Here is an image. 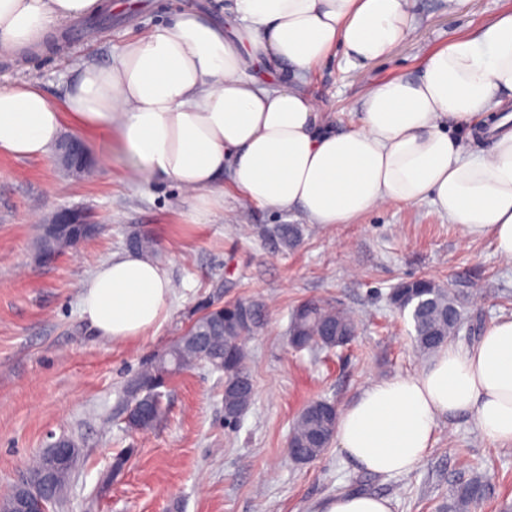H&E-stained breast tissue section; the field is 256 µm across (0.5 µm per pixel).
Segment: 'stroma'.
<instances>
[{
	"label": "stroma",
	"instance_id": "stroma-1",
	"mask_svg": "<svg viewBox=\"0 0 512 512\" xmlns=\"http://www.w3.org/2000/svg\"><path fill=\"white\" fill-rule=\"evenodd\" d=\"M233 0H135L112 13L96 37L70 39L64 25L48 50L0 51V87L37 83L62 101L74 70L104 64L135 35L187 8L218 23L231 20ZM512 12V0H416L409 38L364 74L336 52L309 73L307 90L337 128L356 123L365 80L417 75L423 57L451 36L473 34ZM83 139L98 165L89 176L63 172L54 156L0 154V496L20 471L64 436L81 454L67 499L55 512H316L330 495L363 491L390 498L393 512H436L461 485L481 477L479 512L512 502V446H500L462 414L441 420L436 441L409 474L357 470L329 446L298 463L288 441L312 401L349 406L372 381L417 372L409 315L389 302L402 281L424 277L449 289L464 325L453 340L476 343L472 329L512 317V262L487 238L464 239L431 204H398L351 224H312L295 209L244 203L224 184V209L194 224L183 193L169 181L133 178L118 144L96 133ZM112 158L101 165V156ZM61 208L86 210L98 231L55 263L33 259L38 227ZM276 224H295L301 237L284 250L270 237ZM147 231L172 279L166 320L127 342L102 340L82 317L83 284L132 232ZM259 304L263 324L249 336L254 399L240 421L224 423V375L197 365L172 375L162 389L164 415L132 433L123 420L126 391L208 308L230 300ZM318 300L355 313L356 339L327 353L289 343L293 308ZM129 450L123 471L102 479L114 457Z\"/></svg>",
	"mask_w": 512,
	"mask_h": 512
}]
</instances>
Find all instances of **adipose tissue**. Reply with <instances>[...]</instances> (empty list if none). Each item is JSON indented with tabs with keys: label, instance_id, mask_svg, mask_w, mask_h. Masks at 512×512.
<instances>
[{
	"label": "adipose tissue",
	"instance_id": "adipose-tissue-1",
	"mask_svg": "<svg viewBox=\"0 0 512 512\" xmlns=\"http://www.w3.org/2000/svg\"><path fill=\"white\" fill-rule=\"evenodd\" d=\"M414 0H234L236 25L197 10L128 41L107 66L83 64L63 103L37 86L0 87V153L44 157L65 125L116 136L139 179L175 183L193 220L224 206V182L251 204L298 208L312 224H347L387 204L434 203L465 238L491 236L512 261V130L472 152L512 94V12L427 54L417 77L370 84L357 125L339 130L305 85L343 49L356 70L388 58L411 31ZM107 0H0V49L49 41ZM168 269L152 256L112 255L85 282L81 314L109 342L166 319ZM474 414L512 445V318L467 349L442 347L418 372L369 383L342 410L337 448L362 469L411 472L440 418Z\"/></svg>",
	"mask_w": 512,
	"mask_h": 512
}]
</instances>
